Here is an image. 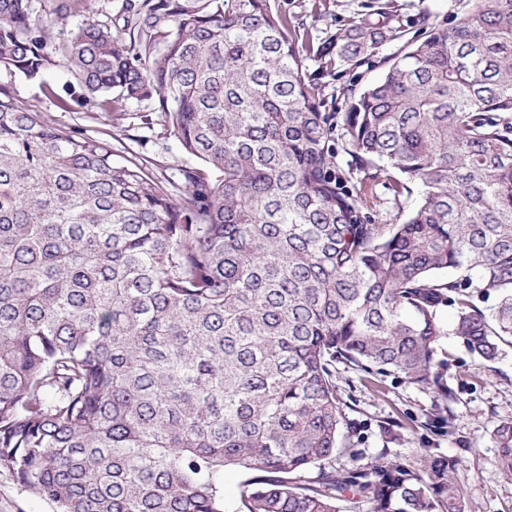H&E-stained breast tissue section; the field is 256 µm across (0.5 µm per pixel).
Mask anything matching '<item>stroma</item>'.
I'll return each instance as SVG.
<instances>
[{
	"mask_svg": "<svg viewBox=\"0 0 512 512\" xmlns=\"http://www.w3.org/2000/svg\"><path fill=\"white\" fill-rule=\"evenodd\" d=\"M378 1L408 19L404 38L385 43L376 57L360 66L313 52L302 56L304 78L324 111H344L347 89H363L381 77L388 58L400 54L406 41L419 34L418 15L429 14L434 24L446 28L452 26L467 0H274L276 8L317 43L372 13ZM122 2L84 0L80 11L61 16L54 10L55 0H31V12L44 30L45 50L50 53L92 22L120 30ZM46 83L56 89L57 98L44 93ZM78 89L71 71L61 64L47 69L39 80L0 68V93L69 130L109 139L115 162L136 163L173 194L184 191L185 170L200 167L201 162L186 153L169 128L159 122L158 99L124 102L117 116L91 102L68 108L60 105V98ZM331 144L337 171L347 187L361 195L366 213L377 212L390 220L399 209L413 207L414 197L406 195L394 201L384 178L357 166L340 133H333ZM456 313L453 306L441 307L438 312L444 334L435 383L408 385L391 376L370 380L356 367L337 364L336 387L345 404L348 430L364 464L383 456L408 461L420 470L429 456L456 457L455 481L464 512H512V476L498 467L493 439L498 425L512 421V346H503L495 360L479 359L454 335ZM443 386L452 389V401L440 399ZM0 512H53V507L33 496L11 474L0 471Z\"/></svg>",
	"mask_w": 512,
	"mask_h": 512,
	"instance_id": "1",
	"label": "stroma"
}]
</instances>
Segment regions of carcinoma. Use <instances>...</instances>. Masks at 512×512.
<instances>
[{
  "instance_id": "1",
  "label": "carcinoma",
  "mask_w": 512,
  "mask_h": 512,
  "mask_svg": "<svg viewBox=\"0 0 512 512\" xmlns=\"http://www.w3.org/2000/svg\"><path fill=\"white\" fill-rule=\"evenodd\" d=\"M122 19L127 42L90 23L59 48L72 101L158 97L205 169L177 198L0 96V471L55 512H464L454 458L332 465L355 457L336 363L428 384L459 288L499 296L491 317L459 301L472 354L512 339V0L421 15L339 117L271 0H125ZM404 32L364 18L333 47L357 64ZM44 42L28 0H0V66L40 76ZM338 119L395 196L418 185L405 219L361 215ZM494 442L512 476V422Z\"/></svg>"
}]
</instances>
